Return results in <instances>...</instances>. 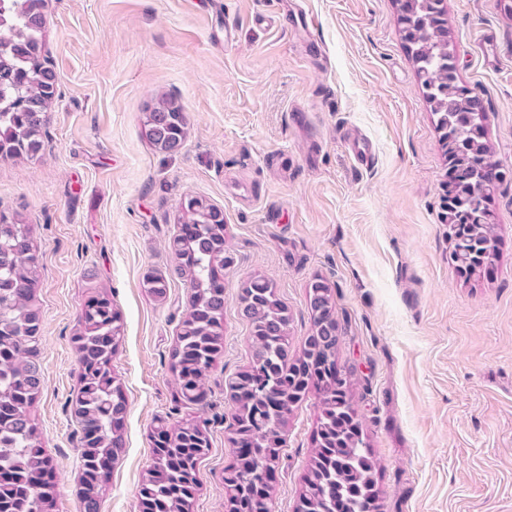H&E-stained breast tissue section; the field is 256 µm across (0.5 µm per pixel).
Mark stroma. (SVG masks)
<instances>
[{"instance_id":"obj_1","label":"stroma","mask_w":512,"mask_h":512,"mask_svg":"<svg viewBox=\"0 0 512 512\" xmlns=\"http://www.w3.org/2000/svg\"><path fill=\"white\" fill-rule=\"evenodd\" d=\"M506 0H445L459 76L483 99L500 168L512 169V17ZM44 53L57 74L44 148L0 159V210L33 228L37 361L33 409L52 458L55 512H80L72 341L105 293L124 335L112 368L127 400L123 448L100 512H139L149 433L190 410L169 371L190 290L167 243L189 196L222 210L224 354L200 415L211 447L193 512H227L229 383L252 357L242 285L273 281L293 353L312 329L308 285L326 281L336 362L379 462V512H512V180L492 203L496 261L462 277L443 199L448 158L401 32L396 0H47ZM311 18L312 27L301 26ZM498 39V60L481 49ZM169 94L186 139L142 133ZM371 148L369 163L353 141ZM167 277L163 300L142 280ZM316 397L288 418L274 497L295 512L314 447Z\"/></svg>"}]
</instances>
